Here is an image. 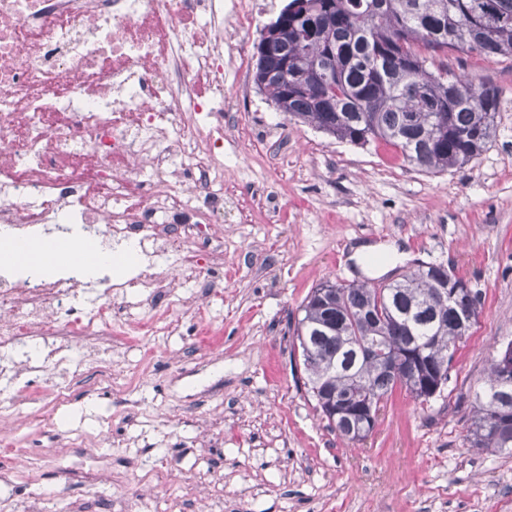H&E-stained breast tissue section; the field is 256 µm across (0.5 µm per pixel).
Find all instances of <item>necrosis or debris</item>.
Here are the masks:
<instances>
[{"instance_id": "necrosis-or-debris-1", "label": "necrosis or debris", "mask_w": 512, "mask_h": 512, "mask_svg": "<svg viewBox=\"0 0 512 512\" xmlns=\"http://www.w3.org/2000/svg\"><path fill=\"white\" fill-rule=\"evenodd\" d=\"M253 23L244 0H0V249L93 224L144 257L101 290L77 267L0 274V422L31 424V387L110 360L113 321L172 299L156 257L195 275L223 259V239L179 222L223 221L212 124L245 67L225 64L224 34Z\"/></svg>"}]
</instances>
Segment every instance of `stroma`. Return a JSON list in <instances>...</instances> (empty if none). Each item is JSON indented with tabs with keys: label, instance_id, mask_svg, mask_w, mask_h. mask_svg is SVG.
Listing matches in <instances>:
<instances>
[{
	"label": "stroma",
	"instance_id": "35a3bbf8",
	"mask_svg": "<svg viewBox=\"0 0 512 512\" xmlns=\"http://www.w3.org/2000/svg\"><path fill=\"white\" fill-rule=\"evenodd\" d=\"M255 22L226 32L224 55L245 54L248 76L224 118V263L200 307L155 310L170 336L133 338L112 327V361L34 388L38 429L23 442L27 475L0 512L41 494L42 512L84 500L157 497L156 512H512V455L471 448V403L488 357L512 341V57L430 54L432 69L498 86L497 131L473 164L429 173L380 142H342L275 110L251 76L265 25L288 0H250ZM396 243L404 258L443 264L482 292V313L447 386L428 403L397 389L363 442L341 439L300 387L296 324L311 289L364 281L359 244ZM125 372L134 390L103 378ZM91 434L104 473L57 469L62 427Z\"/></svg>",
	"mask_w": 512,
	"mask_h": 512
}]
</instances>
